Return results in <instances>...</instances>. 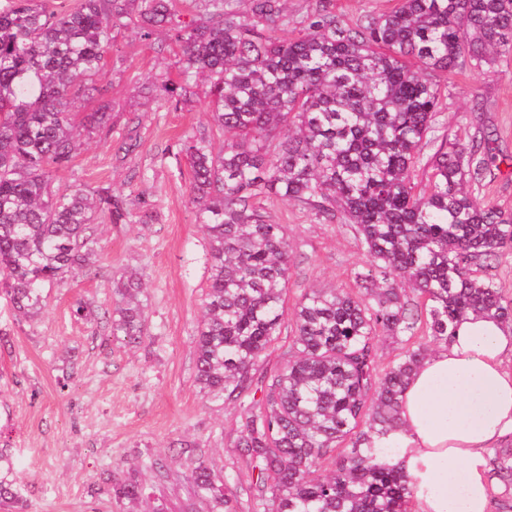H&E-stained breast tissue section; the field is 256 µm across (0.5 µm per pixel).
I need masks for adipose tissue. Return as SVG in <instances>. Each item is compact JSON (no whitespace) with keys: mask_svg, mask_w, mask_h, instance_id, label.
Here are the masks:
<instances>
[{"mask_svg":"<svg viewBox=\"0 0 512 512\" xmlns=\"http://www.w3.org/2000/svg\"><path fill=\"white\" fill-rule=\"evenodd\" d=\"M512 327L471 316L412 374L399 446L415 479L413 512H492L489 459L512 437Z\"/></svg>","mask_w":512,"mask_h":512,"instance_id":"1","label":"adipose tissue"}]
</instances>
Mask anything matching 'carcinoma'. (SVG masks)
<instances>
[{"label":"carcinoma","mask_w":512,"mask_h":512,"mask_svg":"<svg viewBox=\"0 0 512 512\" xmlns=\"http://www.w3.org/2000/svg\"><path fill=\"white\" fill-rule=\"evenodd\" d=\"M173 0H78L69 11L43 0L0 6V290L20 314L43 307L42 286L86 268L97 252L95 214L120 221L108 188L90 196L54 186L82 136L109 127L110 112H76L105 73L113 34L173 26L180 59L171 97L194 75L210 80V136L184 141L197 221L210 272L196 338V381L242 408L238 447L258 471L261 512H409L413 478L399 449L401 397L427 359L426 342L447 344L473 314L512 322V299L485 275L512 251V213L469 187L490 172L489 139L440 145L428 184L416 171L439 91L412 69H481L512 53V0H397L353 27L322 8L303 35L281 39L285 0H195L175 23ZM294 127L281 136L284 126ZM274 196L341 213L356 226L370 267L354 288H317L285 306L290 250L283 225L256 206ZM407 283L423 309L398 288ZM141 279L115 289L110 335L141 339ZM294 336L281 367L258 372L287 317ZM426 341L377 371L381 336ZM259 399H254L256 394ZM343 454L328 473L324 460ZM490 477L504 488L497 512H512V448L493 452ZM196 488L233 512L224 480L198 461ZM23 505L12 456L0 449V512Z\"/></svg>","instance_id":"1"}]
</instances>
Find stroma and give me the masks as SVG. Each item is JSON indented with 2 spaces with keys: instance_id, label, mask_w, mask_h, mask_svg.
Returning <instances> with one entry per match:
<instances>
[{
  "instance_id": "obj_1",
  "label": "stroma",
  "mask_w": 512,
  "mask_h": 512,
  "mask_svg": "<svg viewBox=\"0 0 512 512\" xmlns=\"http://www.w3.org/2000/svg\"><path fill=\"white\" fill-rule=\"evenodd\" d=\"M178 49L167 31L115 35L104 77L81 105L112 108L107 136L84 139L55 185L110 188L126 218L98 215V256L88 268L43 288L34 318L17 315L0 295V448L8 449L24 487L26 512H219L189 479L210 463L234 495L236 512H255L253 471L238 448L239 404L201 391L196 337L208 277V245L191 202V169L181 151L211 131L209 82L191 81L180 99L161 90L175 78ZM440 91L434 144L490 134V175L474 193L512 213V55L479 70H425ZM268 220L284 227L293 267L285 305L313 288H349L370 258L354 225L323 222L304 204L261 199ZM141 273L144 333L130 344L110 336L105 314L123 272ZM89 309L75 316L77 304ZM162 459L163 469L152 463ZM134 480L140 499L117 495Z\"/></svg>"
}]
</instances>
